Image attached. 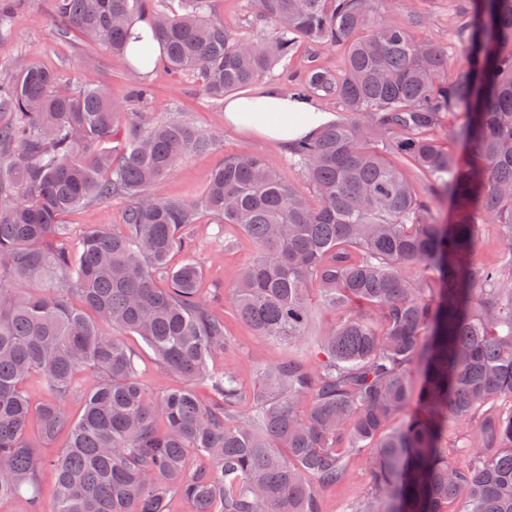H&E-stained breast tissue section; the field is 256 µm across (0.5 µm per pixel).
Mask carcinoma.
<instances>
[{
    "label": "carcinoma",
    "mask_w": 512,
    "mask_h": 512,
    "mask_svg": "<svg viewBox=\"0 0 512 512\" xmlns=\"http://www.w3.org/2000/svg\"><path fill=\"white\" fill-rule=\"evenodd\" d=\"M166 2L55 0L54 11L106 46L142 100L137 73L151 59H129L137 17L149 18L166 66L199 75L214 99L288 65L300 37L340 48V70L312 61L288 82L298 98H336L350 117L289 146L305 186L236 153L191 202L152 189L217 135L133 125L116 158L107 144L121 106L103 89L62 90L27 58L0 79V500L42 512L37 449L65 428L52 512H171L176 498L192 512H322L321 491L366 448L362 512H512V0H457L462 22L446 48L388 21L395 0H258L275 23L261 44L212 19L210 0H180V12ZM458 53L468 67L454 76ZM459 111L464 165L435 138ZM443 195L449 224L433 217ZM113 197L126 202L121 228L90 227L73 250L62 216ZM202 212L258 247L229 300L259 335L302 341L313 290L336 313L314 339L315 365H262L250 394L209 371L234 348L224 315L194 263L169 265L190 250ZM482 224L499 229L493 264L473 260ZM122 333L140 336L179 384L147 390ZM82 369L99 380L70 419ZM452 424L472 430L451 441Z\"/></svg>",
    "instance_id": "cac0c4a2"
}]
</instances>
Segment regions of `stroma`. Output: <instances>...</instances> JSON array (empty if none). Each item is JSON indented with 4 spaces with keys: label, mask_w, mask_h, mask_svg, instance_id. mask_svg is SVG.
<instances>
[{
    "label": "stroma",
    "mask_w": 512,
    "mask_h": 512,
    "mask_svg": "<svg viewBox=\"0 0 512 512\" xmlns=\"http://www.w3.org/2000/svg\"><path fill=\"white\" fill-rule=\"evenodd\" d=\"M53 2L15 0L9 28L6 33H0L1 76L10 74L18 58H30L53 71L62 87L73 91L85 85L105 88L121 104L126 120L152 123L178 119L196 129L219 133L220 141L212 150L181 161L171 175L156 185L157 193L187 201L199 200L211 171L223 164L225 156L239 152L264 156L281 180L293 185L303 183V174L291 164L287 147L228 125L224 120L223 101L206 97L196 74L178 75L163 65H156L148 76L152 94L148 102H138L131 95L123 66L113 59L109 50L77 33H63ZM211 14L227 30L253 42L267 39L273 33L272 24L260 18L255 0H211ZM421 15L426 16L427 22L418 28L419 36L443 45L454 40L457 17L449 0H402L401 8L390 19L408 26ZM124 205V200L115 198L82 206L66 214L63 221L79 232L91 225L109 228L120 223ZM188 235L191 249L175 253L171 263L177 267L190 260L200 268L204 295L222 297L220 308L234 342L232 353L211 361L213 371L232 373L243 389L248 390L259 382L260 365L275 364L294 354L312 357L309 344L293 345L257 335L224 299V291L232 287L239 270L257 252L256 246L236 225L218 224L205 215L190 226ZM372 482L369 454L352 457L344 482L322 492L323 512H361Z\"/></svg>",
    "instance_id": "35a3bbf8"
}]
</instances>
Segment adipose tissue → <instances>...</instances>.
<instances>
[{
  "label": "adipose tissue",
  "mask_w": 512,
  "mask_h": 512,
  "mask_svg": "<svg viewBox=\"0 0 512 512\" xmlns=\"http://www.w3.org/2000/svg\"><path fill=\"white\" fill-rule=\"evenodd\" d=\"M224 118L243 130L285 145L312 136L331 120L329 113L317 111L309 101L276 87L265 88L251 97L225 99Z\"/></svg>",
  "instance_id": "1"
}]
</instances>
